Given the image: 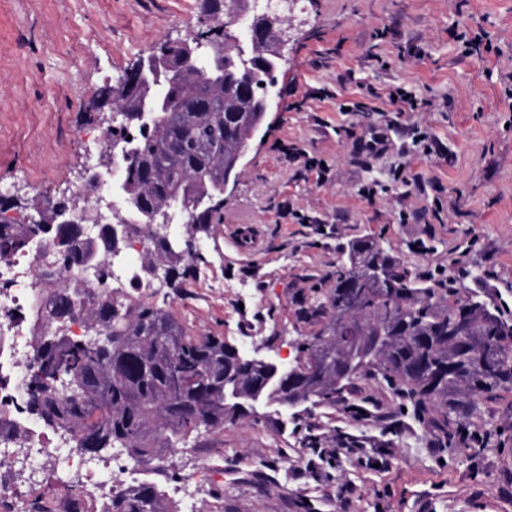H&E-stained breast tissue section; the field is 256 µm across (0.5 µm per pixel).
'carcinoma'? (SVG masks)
Listing matches in <instances>:
<instances>
[{
  "label": "carcinoma",
  "instance_id": "obj_1",
  "mask_svg": "<svg viewBox=\"0 0 512 512\" xmlns=\"http://www.w3.org/2000/svg\"><path fill=\"white\" fill-rule=\"evenodd\" d=\"M270 69L257 56L242 80L224 76L193 78L179 88L153 87L144 81L120 83L104 93L117 109H134L146 95L157 115L151 131L138 141L137 158L123 179L145 211L162 210L169 200L194 202L224 183V156L245 144L259 115L239 84L255 91L268 82ZM217 212H204L188 225L186 237L220 223ZM142 224L147 244L141 269L156 267L165 280L201 261L184 252L183 239ZM29 224L0 223V261L30 251ZM57 245L45 266L55 270L36 288L29 310L34 323L31 374L14 407L36 416L43 428L72 440L85 454L114 453L138 468L184 444L200 429L245 420L257 406L279 400L271 366L243 355L224 337L188 332L169 311L140 294H116L109 287L106 264L118 247L105 238L82 240L76 229L55 225ZM346 259L334 273L333 287L317 298L310 316L321 323L305 345L319 371L299 375L296 398L314 405L333 404L336 395L371 376L408 402L416 419L431 422L452 437L477 407L472 397L495 399L512 391V323L498 307L475 291L462 296L445 280L431 281L403 265L371 237L342 248ZM95 266L99 279L91 288L74 286L77 269ZM49 307L51 326L42 324ZM85 314L86 334L64 333L74 311ZM473 328L471 348L478 363L452 339L458 320ZM99 331L112 335L106 349L91 343ZM382 339L375 353L372 344ZM103 512H179L176 503L152 481L135 480L112 495Z\"/></svg>",
  "mask_w": 512,
  "mask_h": 512
}]
</instances>
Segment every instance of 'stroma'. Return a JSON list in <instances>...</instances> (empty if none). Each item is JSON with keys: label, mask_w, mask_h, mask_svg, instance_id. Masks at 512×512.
Listing matches in <instances>:
<instances>
[{"label": "stroma", "mask_w": 512, "mask_h": 512, "mask_svg": "<svg viewBox=\"0 0 512 512\" xmlns=\"http://www.w3.org/2000/svg\"><path fill=\"white\" fill-rule=\"evenodd\" d=\"M203 11L204 0H0V196L13 215L28 217L36 193L72 194L105 155L85 137L100 126L99 92L189 37ZM284 28L279 107L221 223L198 239L203 263L146 298L191 333L291 362L342 246L370 236L512 312V0H297ZM480 31L490 49L466 53L463 37ZM397 85L418 111L389 102ZM360 100L365 110L349 111ZM279 141L325 160L328 180ZM285 202L294 216L281 217ZM479 408L496 447L451 445L367 376L335 404L261 406L201 432L143 477L183 486L201 512H512V392ZM350 441L363 463L319 459Z\"/></svg>", "instance_id": "stroma-1"}]
</instances>
